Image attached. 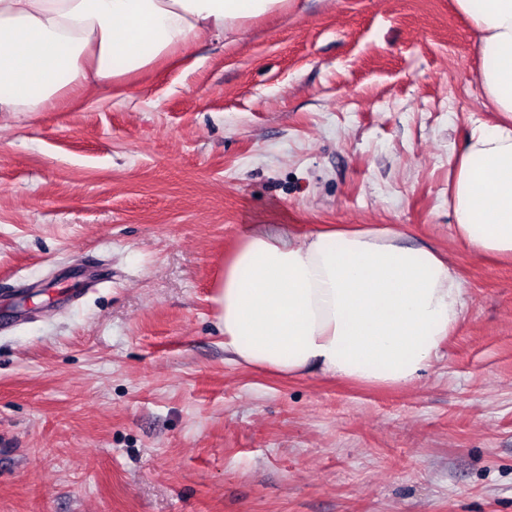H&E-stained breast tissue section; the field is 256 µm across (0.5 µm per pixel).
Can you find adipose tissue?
Listing matches in <instances>:
<instances>
[{"label":"adipose tissue","mask_w":512,"mask_h":512,"mask_svg":"<svg viewBox=\"0 0 512 512\" xmlns=\"http://www.w3.org/2000/svg\"><path fill=\"white\" fill-rule=\"evenodd\" d=\"M286 0H0V112H49L186 56ZM478 35L476 80L497 118L474 122L449 163L456 238L512 259V0H455ZM215 300L224 350L286 377L401 387L442 356L463 318L444 253L390 226L285 236L246 229Z\"/></svg>","instance_id":"adipose-tissue-1"}]
</instances>
